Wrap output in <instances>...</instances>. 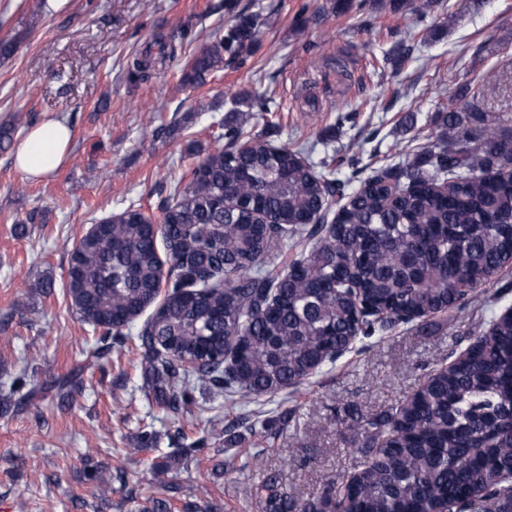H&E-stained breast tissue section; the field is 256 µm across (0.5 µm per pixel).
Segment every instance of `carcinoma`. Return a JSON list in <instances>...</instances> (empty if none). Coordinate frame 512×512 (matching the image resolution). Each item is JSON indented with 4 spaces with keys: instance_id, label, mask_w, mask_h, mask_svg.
I'll list each match as a JSON object with an SVG mask.
<instances>
[{
    "instance_id": "obj_1",
    "label": "carcinoma",
    "mask_w": 512,
    "mask_h": 512,
    "mask_svg": "<svg viewBox=\"0 0 512 512\" xmlns=\"http://www.w3.org/2000/svg\"><path fill=\"white\" fill-rule=\"evenodd\" d=\"M258 36V18L241 13L223 38L189 63L187 84H202ZM468 84L438 108L435 135L405 164L372 168L360 187L317 174L300 153L259 140L227 146L175 187L160 224L129 207L104 218L71 250L68 293L81 320L107 341L159 294L140 330L150 351L146 396L175 409L190 375L211 391L262 397L311 376L318 359L341 353L352 336L464 308L478 287L512 261V132L470 102ZM448 182V193L436 190ZM178 258L163 271L157 240ZM166 291H161V287ZM468 355L440 367L396 412L360 416L366 460L345 485H328L302 505L266 474L255 488L264 512H506L512 475V318L490 324ZM50 387L80 390L77 374ZM33 399L26 373L11 382ZM174 451L156 474L180 464ZM86 477L99 492L112 480L92 456ZM148 497L138 512H171Z\"/></svg>"
}]
</instances>
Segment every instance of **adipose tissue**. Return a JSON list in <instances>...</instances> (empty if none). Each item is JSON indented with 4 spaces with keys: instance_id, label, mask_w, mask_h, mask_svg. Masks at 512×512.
<instances>
[{
    "instance_id": "ef3b65f1",
    "label": "adipose tissue",
    "mask_w": 512,
    "mask_h": 512,
    "mask_svg": "<svg viewBox=\"0 0 512 512\" xmlns=\"http://www.w3.org/2000/svg\"><path fill=\"white\" fill-rule=\"evenodd\" d=\"M70 129L59 119L49 118L32 127L13 152L15 168L30 179L53 173L66 159Z\"/></svg>"
}]
</instances>
